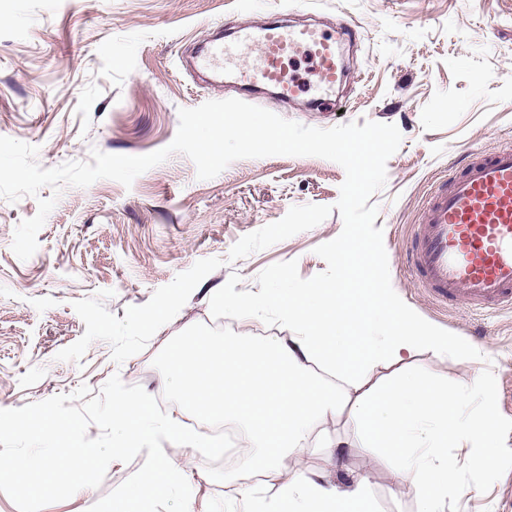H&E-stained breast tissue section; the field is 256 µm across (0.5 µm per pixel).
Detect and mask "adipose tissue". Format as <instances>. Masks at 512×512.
Returning a JSON list of instances; mask_svg holds the SVG:
<instances>
[{"label": "adipose tissue", "mask_w": 512, "mask_h": 512, "mask_svg": "<svg viewBox=\"0 0 512 512\" xmlns=\"http://www.w3.org/2000/svg\"><path fill=\"white\" fill-rule=\"evenodd\" d=\"M362 281L363 313L346 303L340 288L317 286L274 300L256 295L252 308L278 306L295 323L297 334L285 343H257L241 336L225 339L218 348L207 336L183 340L168 356L181 387L176 415L160 421L134 396L115 399L114 413L133 438L116 449V456L131 451L133 443L147 444L160 436L206 448L207 438L186 432L182 414L201 413L213 421L233 418L245 426L252 442L240 457L241 466L263 478L240 496L234 512H378L366 476L338 484L312 471H285L286 459L316 421L345 416L353 424L355 445L387 454L400 477V490L415 494L420 512H443L452 478L445 442L479 449L486 468L500 452L490 382L479 381L481 414L473 419L460 412L465 391L451 384H427L406 371L393 383L378 377V370L418 351L465 352L469 346L420 321L399 304L395 289L370 273H363ZM310 363L344 379L346 389H329L307 372Z\"/></svg>", "instance_id": "ef3b65f1"}]
</instances>
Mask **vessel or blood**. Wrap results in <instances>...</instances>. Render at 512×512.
Masks as SVG:
<instances>
[{
	"mask_svg": "<svg viewBox=\"0 0 512 512\" xmlns=\"http://www.w3.org/2000/svg\"><path fill=\"white\" fill-rule=\"evenodd\" d=\"M335 36L284 24L274 15L240 26L196 51L194 70L213 82L233 76L245 86L275 91L283 100L306 95L329 100L344 78ZM309 63L299 72L296 61ZM412 267L421 285L442 300L479 308H512V147L472 155L461 172L434 189L417 230Z\"/></svg>",
	"mask_w": 512,
	"mask_h": 512,
	"instance_id": "vessel-or-blood-1",
	"label": "vessel or blood"
}]
</instances>
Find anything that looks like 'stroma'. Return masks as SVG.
Masks as SVG:
<instances>
[{"label": "stroma", "instance_id": "stroma-1", "mask_svg": "<svg viewBox=\"0 0 512 512\" xmlns=\"http://www.w3.org/2000/svg\"><path fill=\"white\" fill-rule=\"evenodd\" d=\"M282 11L292 24L356 25L355 39L344 43L348 70L334 93L339 107L290 106L264 93L250 102L312 127L369 120L400 130L386 184L371 198L391 283L414 316L478 351L472 358L421 351L411 369L417 378L446 379L462 390L489 376L505 447L489 471L475 466L473 449L449 448L453 475L444 512H512V310L439 302L406 266L407 245L435 182L469 153L512 144V0H0V136L38 146L45 168L88 159L94 147L122 155L162 149L177 132L179 109L229 96L186 70L193 44L217 27ZM344 180L342 166L312 156L240 159L201 180L194 163L175 154L128 188L102 179L58 194L45 187L39 197L15 203L0 199V409L83 384L96 393L116 374L172 414L179 392L168 382V352L182 337L206 334L219 345L234 336L288 339L289 329L256 318L213 319L210 291L234 273L241 289L257 291L258 274L278 262L296 261L305 279L324 272L314 249L342 231L334 206ZM51 196L57 203L38 233V249L20 260L11 248L14 229L36 215L39 198ZM306 204L333 212L310 230L229 261L242 236ZM208 257L222 259V266L142 352L119 365L110 345L97 341L81 362L57 360L85 331L73 301L110 291L105 306L121 318ZM351 435L347 421L321 422L289 458V469L318 471L337 483L362 473L380 512H419V500L398 491L395 468L381 453L353 448L331 460L318 449L324 440ZM158 451L190 473L191 483L140 496L137 512H182L189 494L195 512H229L236 493L252 485L242 474L226 484L213 450L163 437L132 462L110 464L94 495L80 491L43 512H125L126 492Z\"/></svg>", "mask_w": 512, "mask_h": 512}]
</instances>
